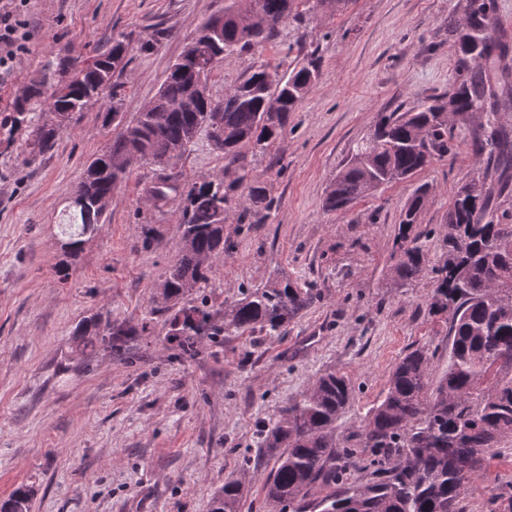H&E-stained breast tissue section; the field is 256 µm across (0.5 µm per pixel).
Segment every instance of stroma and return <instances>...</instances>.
<instances>
[{
    "label": "stroma",
    "instance_id": "35a3bbf8",
    "mask_svg": "<svg viewBox=\"0 0 512 512\" xmlns=\"http://www.w3.org/2000/svg\"><path fill=\"white\" fill-rule=\"evenodd\" d=\"M465 0H343L335 10L302 0L305 23L286 21L276 39L225 58L210 77L214 100L250 72L292 70L307 53L320 76L282 136L266 152L241 150L239 163L198 132L166 169L134 167L112 193L101 231L77 257L61 248V225L86 164L118 135L98 109L74 117L35 164L31 139L13 127L0 140V503L32 489L30 512H210L226 479L247 470L242 512H268L264 483L273 462L261 430L320 375L346 374L353 398L339 422L365 476L371 457L357 431L384 397L408 351L434 350L432 375L448 367V325L430 315V276L396 279L400 213L413 189L431 195L413 232L430 264L443 260L441 229L460 186L481 172L471 134L458 122L454 155L411 179L387 184L344 213L323 209L326 190L380 113L403 112L447 93L457 78L448 20ZM224 0H27L28 52L0 79V125L13 126L22 90L48 59L91 63L114 35L129 42L112 82L125 118L156 95L185 42ZM270 185L276 205L262 224L230 217L226 252L212 263L207 302L220 308L240 290L285 276L319 297L286 332L203 336L194 355L166 339L156 284L177 251L182 206L156 211L144 188L159 174L178 179L236 177ZM156 237L144 245V227ZM140 328L122 348L83 350L75 331ZM462 512H512V442L489 449Z\"/></svg>",
    "mask_w": 512,
    "mask_h": 512
}]
</instances>
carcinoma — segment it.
<instances>
[{"label": "carcinoma", "mask_w": 512, "mask_h": 512, "mask_svg": "<svg viewBox=\"0 0 512 512\" xmlns=\"http://www.w3.org/2000/svg\"><path fill=\"white\" fill-rule=\"evenodd\" d=\"M298 2L225 0L220 34H203L208 21L201 26L169 67L150 109L128 121L115 104L114 111L101 113L104 124L115 122L121 131L87 165L91 179L78 183L84 206L74 211V223L65 229L67 255H77L85 237L99 231L112 190L133 167L166 166L185 154L202 129L232 162L241 147L264 152L280 137L288 113L319 77L320 60L312 53L289 73L277 68L253 72L225 92L218 112L210 100L191 111L174 110L169 103L188 94L194 82L209 80L216 69L213 57H228L276 37L277 29L265 27L266 19L303 20ZM448 37L458 51L452 88L406 112L381 113L336 175L323 205L329 213L345 211L379 187L406 180L452 155L456 136L448 113L488 115L487 126L474 137L476 151L487 153V164L459 188L448 209L443 263L428 267L419 236L411 235L428 186L417 187L409 197L395 238L398 279L432 274L428 309L448 320V369L432 380L434 354L425 348L400 359L384 398L358 431L359 447L372 451V470L342 491L340 478L355 462L354 453L341 446L338 422L353 386L348 376L334 371L319 376L262 430L263 448L275 458L265 488L273 512H461L462 496L483 470L486 451L512 442V287H505L512 284V224L502 223L512 200V47L499 33L490 0H466L461 17L448 24ZM127 53L125 36H114L109 50L66 83L59 80L60 64L46 62L41 77L15 105L14 123L28 124L34 133L25 163L52 149L95 95L104 65L123 69ZM56 114L66 116L67 123L55 121ZM145 198L155 208L184 203L177 253L157 284L167 339L183 353L192 352L199 337L223 330L281 333L316 299L314 289L276 276L226 305L220 325L207 301L187 302L191 291L209 285L211 262L224 254V217L241 207L240 223L262 224L275 206L268 187L248 174L229 183L161 176L146 189ZM146 329L114 323L101 330L89 320L78 335L89 337L84 345L92 347V336L116 342ZM338 459L344 460L340 467ZM243 489L242 478L226 480L211 512H240ZM31 496L26 487L15 490L0 504V512H29Z\"/></svg>", "instance_id": "carcinoma-1"}]
</instances>
